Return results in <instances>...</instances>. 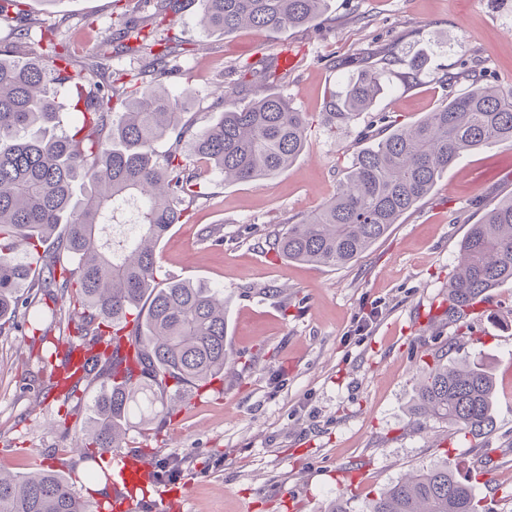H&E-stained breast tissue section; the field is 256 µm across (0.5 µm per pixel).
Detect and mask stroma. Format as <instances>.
Masks as SVG:
<instances>
[{
  "instance_id": "stroma-1",
  "label": "stroma",
  "mask_w": 512,
  "mask_h": 512,
  "mask_svg": "<svg viewBox=\"0 0 512 512\" xmlns=\"http://www.w3.org/2000/svg\"><path fill=\"white\" fill-rule=\"evenodd\" d=\"M155 4L25 0L30 37L15 48L14 22L0 20V49L34 58L53 33L83 60ZM198 14L197 0H188L154 34L174 41L177 74L166 83L194 129L269 87L307 115L310 129L302 154L268 178L228 184L204 160L191 161L202 197L160 243L162 273L223 289L226 344L237 362L223 382L188 391L185 408L161 430L128 432V448L158 478L138 497L182 485L176 512H329L338 497L347 512H366L402 478L446 466L468 477L485 512H512V282L462 316L448 314V282L470 224L512 196V146L463 155L414 211L346 265L288 261L264 243L267 229L331 197L367 145L365 121L336 132L323 121L326 99L343 88L355 57L391 45L426 52L419 83L391 79L373 109L404 124L446 101L444 77L464 60L511 88L512 0H330L319 25L226 36L204 32ZM260 48L288 52L294 67L265 80L242 75ZM207 226L219 228L221 242L201 240ZM437 360L479 362L492 373L490 434L477 439L417 414V376ZM48 369L29 332H0V470L49 467L95 500L94 486L111 481L112 469L72 448L98 385L81 383L65 402Z\"/></svg>"
}]
</instances>
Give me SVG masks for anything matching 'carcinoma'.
Segmentation results:
<instances>
[{
    "label": "carcinoma",
    "mask_w": 512,
    "mask_h": 512,
    "mask_svg": "<svg viewBox=\"0 0 512 512\" xmlns=\"http://www.w3.org/2000/svg\"><path fill=\"white\" fill-rule=\"evenodd\" d=\"M330 0H199L201 24L224 34L252 26L272 31L314 26ZM24 0H0V20L24 15ZM180 9L162 0L139 23L119 29L121 42L151 58L152 77L127 90L113 77V37L78 62L63 41L50 39L41 59L0 56V324L19 311L33 333L47 336L42 305L51 314L83 309L74 331L59 346L88 351L127 338L140 373L116 374L112 357L93 355L82 380L110 386L94 401L93 423L78 441L82 457L122 447L133 416L138 424L171 418L169 401L186 388L224 376V294L186 279L160 277V241L180 222L193 190L187 154L207 160L227 183L252 181L286 170L303 152L306 114L268 91L250 105L224 110L211 125L192 131L180 101L157 87L168 75L167 43L153 28ZM357 68L325 112L331 129L350 126L372 112L387 76L419 81L423 63L390 49L357 57ZM400 67L394 71V67ZM107 78L103 83L95 77ZM468 90L412 125H387L368 135L336 194L315 213L283 224L268 246L281 257L326 267L343 266L385 237L414 210L460 155L481 147L512 146V90L489 80L475 60L445 77ZM71 95L82 116L59 134V98ZM123 111H116V107ZM171 140L163 157L154 143ZM51 244L40 274L15 257ZM512 281V198L489 208L461 243L448 285V312L472 307L489 289ZM27 285L26 294L20 286ZM495 381L479 363L436 362L421 372L419 409L474 438L488 435ZM0 512H93L92 505L58 472L0 473ZM368 512H482L468 481L446 467L410 475L382 492Z\"/></svg>",
    "instance_id": "1"
}]
</instances>
